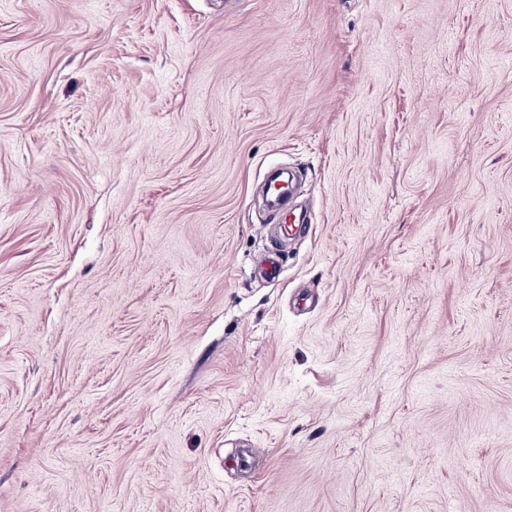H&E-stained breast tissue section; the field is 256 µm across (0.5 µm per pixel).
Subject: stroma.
<instances>
[{
	"label": "stroma",
	"instance_id": "1",
	"mask_svg": "<svg viewBox=\"0 0 512 512\" xmlns=\"http://www.w3.org/2000/svg\"><path fill=\"white\" fill-rule=\"evenodd\" d=\"M0 512H512V0H0Z\"/></svg>",
	"mask_w": 512,
	"mask_h": 512
}]
</instances>
